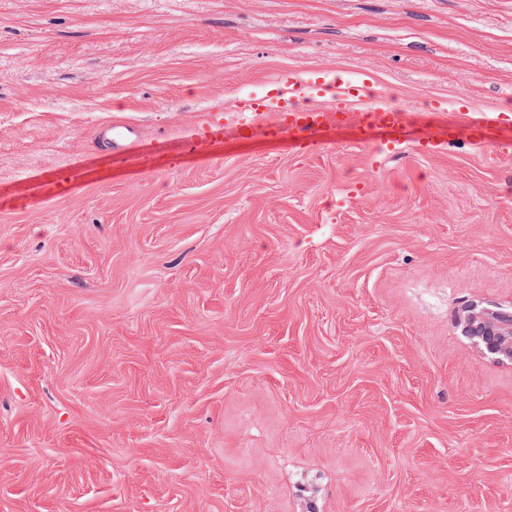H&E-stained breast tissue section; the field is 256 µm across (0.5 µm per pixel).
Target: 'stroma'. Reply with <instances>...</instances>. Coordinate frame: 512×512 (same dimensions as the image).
I'll return each mask as SVG.
<instances>
[{"instance_id": "obj_1", "label": "stroma", "mask_w": 512, "mask_h": 512, "mask_svg": "<svg viewBox=\"0 0 512 512\" xmlns=\"http://www.w3.org/2000/svg\"><path fill=\"white\" fill-rule=\"evenodd\" d=\"M289 68L399 153L238 136ZM438 97L512 109V0H0V512H512V137ZM275 84L276 91L249 96L234 110L240 112L238 131L242 137H248L254 122L264 117L273 134L288 128L304 153L310 154L318 147L317 132L324 123L323 112H336V123L350 124L358 140L366 137L365 126H377L385 133L382 143L390 150H399L404 129L397 110L384 96L369 91L368 74L342 77L327 72L288 71L280 74ZM328 91L336 95L331 108L326 110L323 95ZM356 112L357 122L353 120ZM433 110L439 112H453V123H448V139L434 136L423 137L418 144V152L424 156L435 157L446 154L448 145L455 139V124L468 125L471 132V139L478 141H490L493 135L501 130H511L512 113L508 112H487L477 118H473L468 112V105L463 100H458L450 105L444 100L436 101L432 106ZM466 336H481L475 339L489 354L501 352V344L508 339L512 345V315L488 310L473 309L465 319Z\"/></svg>"}]
</instances>
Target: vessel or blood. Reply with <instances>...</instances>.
<instances>
[{
  "instance_id": "1",
  "label": "vessel or blood",
  "mask_w": 512,
  "mask_h": 512,
  "mask_svg": "<svg viewBox=\"0 0 512 512\" xmlns=\"http://www.w3.org/2000/svg\"><path fill=\"white\" fill-rule=\"evenodd\" d=\"M276 88L247 97L239 108L241 136H249L254 122L266 118L273 132L289 130L304 153H313L318 147L317 132L324 123L323 112L332 109L336 120L352 125L357 139H364L366 126L383 130V143L390 150H398L404 138V129L397 111L384 96L370 92V77L362 73L342 77L326 72L301 73L288 71L275 80ZM334 92L332 106H324L323 96ZM439 112L452 111L456 123L468 125L472 139L491 140L493 135L512 128L511 112H487L472 117L465 101L434 102Z\"/></svg>"
}]
</instances>
